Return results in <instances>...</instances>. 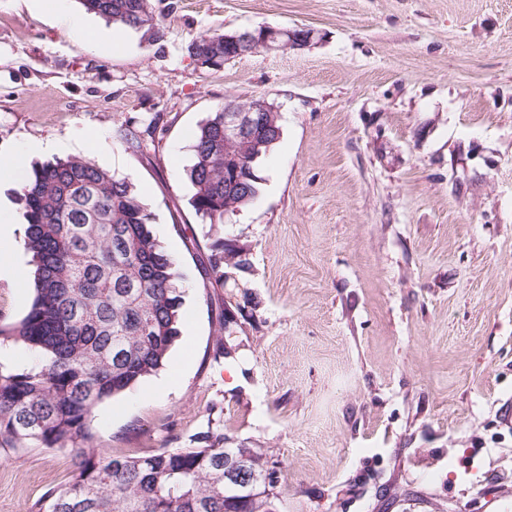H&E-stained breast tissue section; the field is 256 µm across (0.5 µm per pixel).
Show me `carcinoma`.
Segmentation results:
<instances>
[{
  "label": "carcinoma",
  "instance_id": "cac0c4a2",
  "mask_svg": "<svg viewBox=\"0 0 512 512\" xmlns=\"http://www.w3.org/2000/svg\"><path fill=\"white\" fill-rule=\"evenodd\" d=\"M84 9L125 29H157L151 0H81ZM190 53L206 67L224 66V35H200ZM262 139L245 149L224 142V109L195 134L189 170L196 214L211 224L250 205L261 178L247 163L224 159L267 155L281 137L268 107ZM25 245L34 267L27 314L0 323V347L33 351L26 368L0 363V449L74 452L68 482L41 495L38 512H270L277 471L260 448H158L109 453L94 443L95 411L165 363L180 335L181 295L175 261L150 230L153 214L126 177L88 156L35 166L19 193ZM209 274L243 268L235 247L208 258ZM254 476L249 498L224 481V455Z\"/></svg>",
  "mask_w": 512,
  "mask_h": 512
}]
</instances>
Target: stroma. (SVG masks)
<instances>
[{
	"label": "stroma",
	"mask_w": 512,
	"mask_h": 512,
	"mask_svg": "<svg viewBox=\"0 0 512 512\" xmlns=\"http://www.w3.org/2000/svg\"><path fill=\"white\" fill-rule=\"evenodd\" d=\"M152 6L162 31H121L67 0L87 40L0 0V323L33 296L18 191L42 158L29 146L56 143L64 160L95 138L94 162L153 213L183 291L181 338L158 376L98 407V447L192 448L210 431L264 449L275 512H494L488 498L512 495V0ZM262 26L314 37L220 69L189 51ZM230 98L272 104L282 135L256 199L215 229L186 172L198 126ZM222 241L248 265L218 283ZM72 463L0 450V512H36Z\"/></svg>",
	"instance_id": "35a3bbf8"
}]
</instances>
